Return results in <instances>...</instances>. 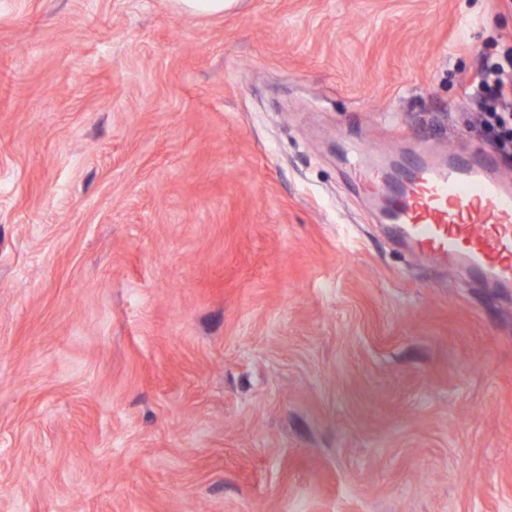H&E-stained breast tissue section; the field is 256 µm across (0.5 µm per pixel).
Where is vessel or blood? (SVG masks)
<instances>
[{"instance_id": "b4317fda", "label": "vessel or blood", "mask_w": 512, "mask_h": 512, "mask_svg": "<svg viewBox=\"0 0 512 512\" xmlns=\"http://www.w3.org/2000/svg\"><path fill=\"white\" fill-rule=\"evenodd\" d=\"M346 158L353 172H379L370 193L399 248L461 279L512 290V179L492 149L478 142L442 155L424 147L393 176L366 148Z\"/></svg>"}]
</instances>
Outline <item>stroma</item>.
Instances as JSON below:
<instances>
[{
    "instance_id": "obj_1",
    "label": "stroma",
    "mask_w": 512,
    "mask_h": 512,
    "mask_svg": "<svg viewBox=\"0 0 512 512\" xmlns=\"http://www.w3.org/2000/svg\"><path fill=\"white\" fill-rule=\"evenodd\" d=\"M512 0H0V512H512V297L343 163L482 140ZM176 6L187 13L198 16L224 14L236 0H175Z\"/></svg>"
}]
</instances>
